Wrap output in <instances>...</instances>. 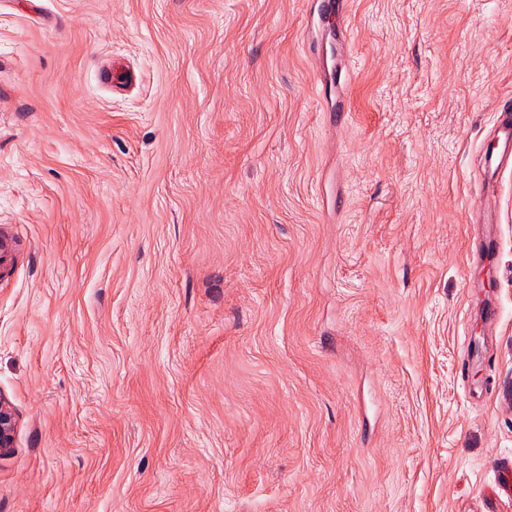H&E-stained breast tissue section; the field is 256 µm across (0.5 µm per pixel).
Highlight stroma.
<instances>
[{"instance_id":"obj_1","label":"stroma","mask_w":512,"mask_h":512,"mask_svg":"<svg viewBox=\"0 0 512 512\" xmlns=\"http://www.w3.org/2000/svg\"><path fill=\"white\" fill-rule=\"evenodd\" d=\"M315 9L0 0V512H512V0ZM349 2V0H321L317 11L318 27L331 31L336 29L345 48L349 41V32L346 27ZM481 166L490 181L506 169L512 168V100L498 101L492 126L486 136V144L480 157ZM14 428L13 414L10 408L0 400V456L10 450Z\"/></svg>"}]
</instances>
